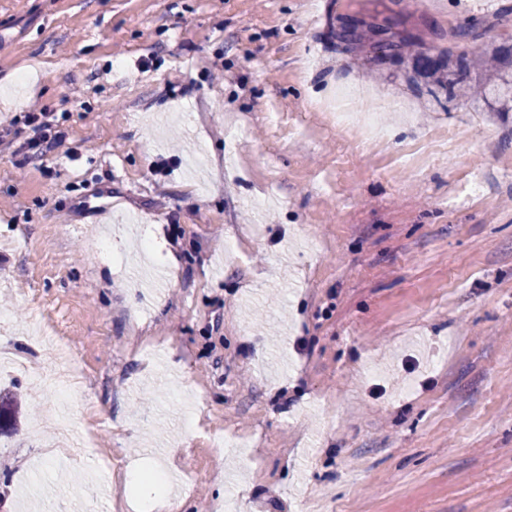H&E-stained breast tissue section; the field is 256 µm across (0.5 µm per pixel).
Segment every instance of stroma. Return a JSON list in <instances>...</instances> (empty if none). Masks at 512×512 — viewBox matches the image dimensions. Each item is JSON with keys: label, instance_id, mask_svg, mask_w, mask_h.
I'll return each mask as SVG.
<instances>
[{"label": "stroma", "instance_id": "35a3bbf8", "mask_svg": "<svg viewBox=\"0 0 512 512\" xmlns=\"http://www.w3.org/2000/svg\"><path fill=\"white\" fill-rule=\"evenodd\" d=\"M342 16L512 50V0H0V130L66 133L0 144V512H154L136 467L186 512H512V111L471 91L501 74L447 97ZM353 86L380 146L320 107ZM47 348L78 391L36 394ZM349 20L352 23H348ZM365 36L364 22L356 18H342L336 32H334L336 46L348 52L358 48L365 40ZM25 125L33 136L20 143L15 153H23L26 158H38L55 151L65 144V133L58 127L55 113L47 107L30 108L24 116ZM20 403L9 392L0 389V433L4 428H13L18 419Z\"/></svg>", "mask_w": 512, "mask_h": 512}]
</instances>
